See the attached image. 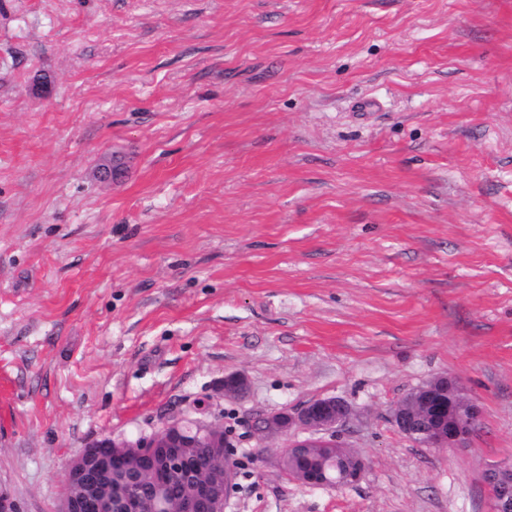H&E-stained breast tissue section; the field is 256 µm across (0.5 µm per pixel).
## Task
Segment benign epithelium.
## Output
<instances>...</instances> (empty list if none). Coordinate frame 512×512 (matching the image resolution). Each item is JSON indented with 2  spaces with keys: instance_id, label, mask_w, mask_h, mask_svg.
<instances>
[{
  "instance_id": "1",
  "label": "benign epithelium",
  "mask_w": 512,
  "mask_h": 512,
  "mask_svg": "<svg viewBox=\"0 0 512 512\" xmlns=\"http://www.w3.org/2000/svg\"><path fill=\"white\" fill-rule=\"evenodd\" d=\"M249 382L242 372L224 375V395L242 398ZM352 414L351 406L336 397L315 399L296 411L271 414L255 425V434L267 436L294 432L291 448L343 446L338 434ZM391 421L400 433L427 448H458L472 430L458 422L457 403L448 394V376L438 375L417 388L393 409ZM196 448L223 451L232 456L228 435L221 423L203 417L191 419L181 413H168L152 433L135 440L105 437L83 448L68 464L64 492L57 512H112V500L121 502L124 512H140L141 491L127 485L111 487L106 477L112 463L125 461L149 475L156 484L171 475L196 472L199 459ZM363 470L328 479L314 471H305L304 484L311 487L335 486L355 482ZM491 512H512V465L500 464L485 474ZM234 488L233 466L224 468L219 485L197 477H188L178 497V512H225Z\"/></svg>"
}]
</instances>
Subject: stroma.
Here are the masks:
<instances>
[{
	"mask_svg": "<svg viewBox=\"0 0 512 512\" xmlns=\"http://www.w3.org/2000/svg\"><path fill=\"white\" fill-rule=\"evenodd\" d=\"M444 373L481 420L422 447L390 414ZM331 396L361 478L286 479L255 422ZM202 399L226 512H490L512 0H0V491L56 512L82 448Z\"/></svg>",
	"mask_w": 512,
	"mask_h": 512,
	"instance_id": "stroma-1",
	"label": "stroma"
}]
</instances>
